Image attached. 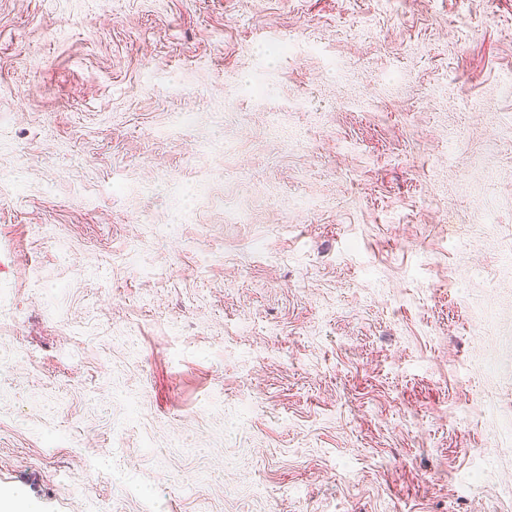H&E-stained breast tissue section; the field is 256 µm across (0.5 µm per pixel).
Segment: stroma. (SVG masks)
Segmentation results:
<instances>
[{
	"label": "stroma",
	"mask_w": 512,
	"mask_h": 512,
	"mask_svg": "<svg viewBox=\"0 0 512 512\" xmlns=\"http://www.w3.org/2000/svg\"><path fill=\"white\" fill-rule=\"evenodd\" d=\"M12 488L512 512V0H0Z\"/></svg>",
	"instance_id": "35a3bbf8"
}]
</instances>
